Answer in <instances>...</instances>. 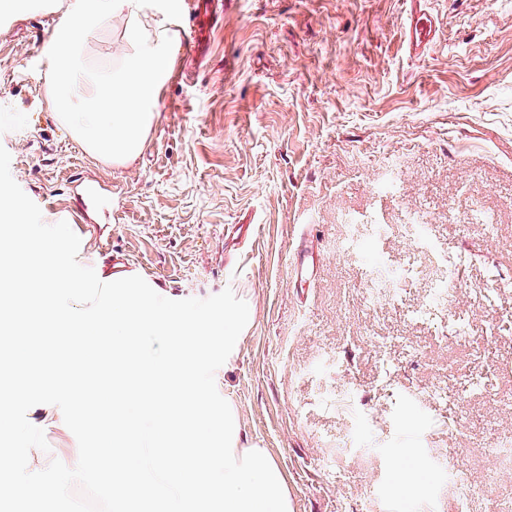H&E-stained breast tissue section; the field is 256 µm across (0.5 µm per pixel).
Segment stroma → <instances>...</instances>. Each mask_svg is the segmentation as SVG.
Segmentation results:
<instances>
[{
    "instance_id": "1",
    "label": "stroma",
    "mask_w": 512,
    "mask_h": 512,
    "mask_svg": "<svg viewBox=\"0 0 512 512\" xmlns=\"http://www.w3.org/2000/svg\"><path fill=\"white\" fill-rule=\"evenodd\" d=\"M65 2L0 17L11 175L45 223L71 226L81 265L123 266L178 300L229 288L252 304L222 389L294 512H512V332L489 333L512 319V0H429L443 36L421 59L401 47L405 0H227L210 56L183 76L192 0H171V69L126 165L91 159L52 115L42 52ZM126 25L87 36L91 67L119 65ZM93 183L84 223L75 199ZM409 209L431 224V252ZM367 216L388 233L374 238ZM231 224L258 225L256 242L226 244ZM346 238L358 249L339 251ZM442 256L466 260L451 298L470 317L462 339L411 317ZM380 257L415 277L370 307ZM482 375L488 391L460 396ZM44 434L30 470L77 456L71 431ZM408 452L427 483L405 498L394 471ZM456 462L476 489L466 502Z\"/></svg>"
}]
</instances>
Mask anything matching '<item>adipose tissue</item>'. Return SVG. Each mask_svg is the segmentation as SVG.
<instances>
[{
  "label": "adipose tissue",
  "mask_w": 512,
  "mask_h": 512,
  "mask_svg": "<svg viewBox=\"0 0 512 512\" xmlns=\"http://www.w3.org/2000/svg\"><path fill=\"white\" fill-rule=\"evenodd\" d=\"M143 2L67 0L43 52L56 121L99 160L137 157L155 120L153 102L168 77L174 7L166 5L160 19L145 28L136 23ZM117 11L133 21L131 51L119 69H93L82 58L83 42Z\"/></svg>",
  "instance_id": "obj_1"
}]
</instances>
